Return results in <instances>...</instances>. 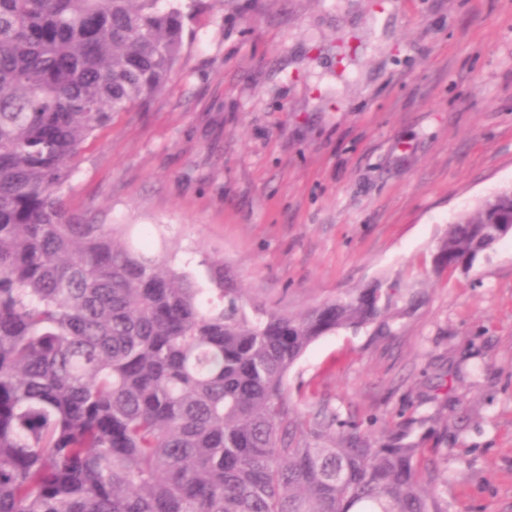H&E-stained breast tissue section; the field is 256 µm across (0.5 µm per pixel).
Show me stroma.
Listing matches in <instances>:
<instances>
[{"mask_svg":"<svg viewBox=\"0 0 512 512\" xmlns=\"http://www.w3.org/2000/svg\"><path fill=\"white\" fill-rule=\"evenodd\" d=\"M162 92L81 147L62 197L150 253L299 313L374 283L384 316L290 369L303 417L426 450L448 512H512V239L435 271L512 186V0H192Z\"/></svg>","mask_w":512,"mask_h":512,"instance_id":"obj_1","label":"stroma"}]
</instances>
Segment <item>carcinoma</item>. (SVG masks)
I'll list each match as a JSON object with an SVG mask.
<instances>
[{"mask_svg":"<svg viewBox=\"0 0 512 512\" xmlns=\"http://www.w3.org/2000/svg\"><path fill=\"white\" fill-rule=\"evenodd\" d=\"M177 0H0V512H447L424 449L325 435L288 397L320 337L389 308L377 283L290 315L224 264L202 288L128 226L69 214L82 144L155 97L184 45ZM512 187L449 225L470 267Z\"/></svg>","mask_w":512,"mask_h":512,"instance_id":"cac0c4a2","label":"carcinoma"}]
</instances>
